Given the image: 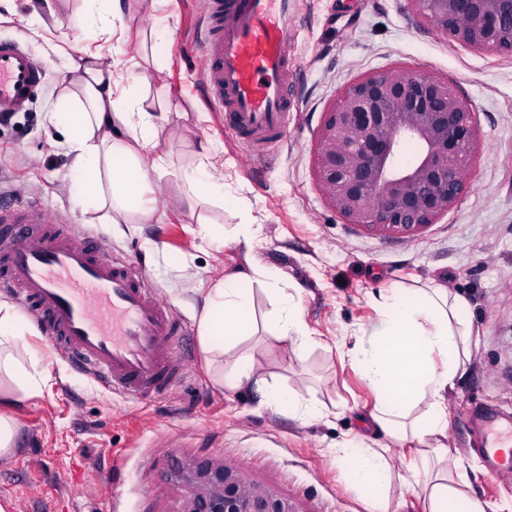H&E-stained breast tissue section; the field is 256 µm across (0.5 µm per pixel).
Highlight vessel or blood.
<instances>
[{"mask_svg":"<svg viewBox=\"0 0 512 512\" xmlns=\"http://www.w3.org/2000/svg\"><path fill=\"white\" fill-rule=\"evenodd\" d=\"M294 21V0H204L207 101L257 155L286 133ZM42 81L30 51L0 37V114L19 111ZM145 281L137 262L101 253L93 237L53 223L40 202L0 205V290L69 361L140 402L164 396L187 370L177 351L187 326ZM496 422L495 411L480 416L479 453L494 478L512 474Z\"/></svg>","mask_w":512,"mask_h":512,"instance_id":"1","label":"vessel or blood"}]
</instances>
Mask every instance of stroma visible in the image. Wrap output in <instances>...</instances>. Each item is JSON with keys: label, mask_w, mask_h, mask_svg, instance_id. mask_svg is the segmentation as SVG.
Returning a JSON list of instances; mask_svg holds the SVG:
<instances>
[{"label": "stroma", "mask_w": 512, "mask_h": 512, "mask_svg": "<svg viewBox=\"0 0 512 512\" xmlns=\"http://www.w3.org/2000/svg\"><path fill=\"white\" fill-rule=\"evenodd\" d=\"M82 0H20L18 16L0 21V37L24 42L44 71L37 96L0 126V194L42 203L60 224L92 231L100 251L140 263L186 324L180 345L193 366L166 395L142 405L70 368L49 341L29 333L50 380L41 397L8 408L17 424L16 452L0 460V503L10 512H173L174 471L188 458L222 457L251 483L269 487L296 512H366L343 467L328 453L343 436L360 437L374 397L336 341L373 331L374 295L390 288L442 284L465 294L478 343L448 395L451 450L474 460L471 492L490 505L512 497V475H486L476 450V415L496 409L512 423V54L475 52L421 22L410 0H296L295 99L284 140L268 155L250 154L204 103L205 75L195 45L201 0H123L131 38L81 28ZM39 13L56 25L58 48L35 36ZM167 26L165 39L149 33ZM111 62L124 52L128 82L154 104L159 153L171 172L150 177L155 214L141 231L102 224L73 200L70 158L47 115L56 111L67 57L82 49ZM453 81L476 112L480 146L467 193L415 237L387 238L345 223L324 202L313 173L323 112L353 81L396 67ZM212 155L223 168V206H189L183 168ZM220 224L231 237L242 225L261 232L253 250L205 238ZM256 260L284 277L316 342L299 359L265 317L272 299L255 290L258 330L242 347L260 369L307 401L334 408L329 421L304 424L261 404L251 389L219 384L202 350L198 315L203 288Z\"/></svg>", "instance_id": "obj_1"}]
</instances>
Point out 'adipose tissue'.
Returning <instances> with one entry per match:
<instances>
[{"mask_svg": "<svg viewBox=\"0 0 512 512\" xmlns=\"http://www.w3.org/2000/svg\"><path fill=\"white\" fill-rule=\"evenodd\" d=\"M96 2L86 0L85 27L126 40L130 27L122 0H110L103 11ZM68 67L75 77L49 121L62 136L78 174L71 193L85 211L97 213L100 223H146L154 214L144 198L148 175L165 172V159L156 151L160 130L147 98L134 87L114 95V87L124 79L120 60L105 65L89 52L69 61ZM264 273L255 261L207 288L198 322L201 345L220 357L222 380L229 389L254 386L266 404L301 421L328 419L322 406L301 402L289 390L258 377L253 354L239 348L256 331L250 285ZM267 290L275 296L271 319L279 339L290 344L296 356H304L314 338L300 309L276 278H269ZM375 304L379 328L369 335L354 331L348 356L375 396L368 425L387 443L375 448L344 438L330 446V454L345 467L350 488L364 495L369 512H389L394 444L414 449L402 482L419 488L426 512H457L461 505L467 512H487L485 503L468 492V464L444 443L446 400L475 346L467 298L436 284L395 288L379 294ZM21 329L15 307L0 301V400L40 397L49 382L37 353L19 351Z\"/></svg>", "mask_w": 512, "mask_h": 512, "instance_id": "adipose-tissue-1", "label": "adipose tissue"}]
</instances>
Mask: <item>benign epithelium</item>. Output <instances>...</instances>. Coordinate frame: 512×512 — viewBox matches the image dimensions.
I'll return each mask as SVG.
<instances>
[{
    "label": "benign epithelium",
    "mask_w": 512,
    "mask_h": 512,
    "mask_svg": "<svg viewBox=\"0 0 512 512\" xmlns=\"http://www.w3.org/2000/svg\"><path fill=\"white\" fill-rule=\"evenodd\" d=\"M435 32L473 51L512 53V0H410ZM412 142V160L400 159ZM479 148L476 112L453 82L398 67L366 74L325 113L313 170L324 200L348 224L416 236L454 208ZM176 512H295L220 457L175 471Z\"/></svg>",
    "instance_id": "7a95c632"
}]
</instances>
